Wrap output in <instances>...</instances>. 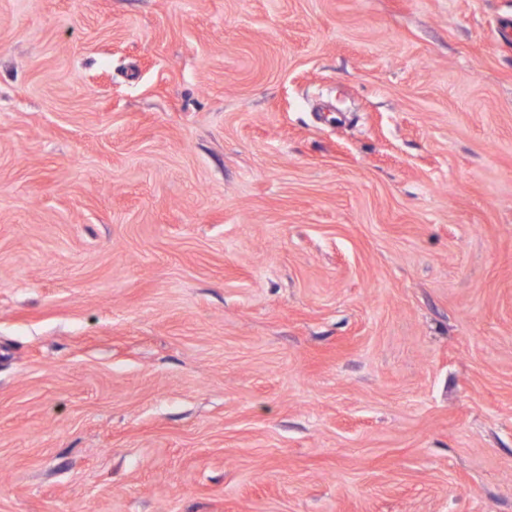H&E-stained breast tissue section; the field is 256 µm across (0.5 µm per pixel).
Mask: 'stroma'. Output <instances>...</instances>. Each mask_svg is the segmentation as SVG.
I'll return each instance as SVG.
<instances>
[{
	"mask_svg": "<svg viewBox=\"0 0 512 512\" xmlns=\"http://www.w3.org/2000/svg\"><path fill=\"white\" fill-rule=\"evenodd\" d=\"M512 0H0V512H512Z\"/></svg>",
	"mask_w": 512,
	"mask_h": 512,
	"instance_id": "35a3bbf8",
	"label": "stroma"
}]
</instances>
